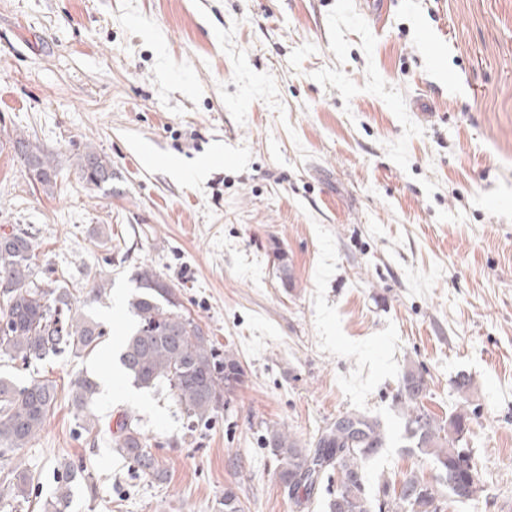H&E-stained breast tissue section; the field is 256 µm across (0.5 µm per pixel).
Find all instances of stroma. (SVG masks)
<instances>
[{
	"label": "stroma",
	"mask_w": 512,
	"mask_h": 512,
	"mask_svg": "<svg viewBox=\"0 0 512 512\" xmlns=\"http://www.w3.org/2000/svg\"><path fill=\"white\" fill-rule=\"evenodd\" d=\"M362 4L0 0V233L27 231L39 281H65L107 331L89 355L0 357L16 383L57 387L19 453L33 502L68 464L86 475L67 512H224L228 486L246 512H327L336 480L296 507L262 436L274 425L310 448L346 411L389 430L365 465L370 496L433 479L395 401L412 361L438 419L470 416L485 491L444 512H512V0H390L381 22ZM19 134L54 156L51 188L15 154ZM88 147L111 159V184L80 178ZM144 263L244 369L208 423L120 371ZM107 371L117 392L97 393L88 433L73 386ZM124 410L163 479L113 448Z\"/></svg>",
	"instance_id": "stroma-1"
}]
</instances>
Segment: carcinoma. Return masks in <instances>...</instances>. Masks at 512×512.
Masks as SVG:
<instances>
[{"instance_id":"obj_1","label":"carcinoma","mask_w":512,"mask_h":512,"mask_svg":"<svg viewBox=\"0 0 512 512\" xmlns=\"http://www.w3.org/2000/svg\"><path fill=\"white\" fill-rule=\"evenodd\" d=\"M13 149L35 182L43 187L53 184L56 167L50 154L21 136L13 140ZM76 167L88 186L112 181L110 160L90 147L77 155ZM35 267V248L27 233L14 230L0 235V354L32 363L65 351L93 352L106 335L103 325L78 313L67 286L39 283ZM134 282L130 308L135 324L119 355L124 373L139 390L166 389L190 421L208 423L224 406L225 396L242 383L237 356L215 346L185 309L178 289L151 266H139ZM427 391L423 371L411 366L401 376L397 404L410 451L431 460L437 475L429 481L412 474L403 480L399 493L396 485L383 484L380 492L386 498L387 512H442L443 489H448L452 501L465 503L474 500L472 485L481 483L477 468L458 465L461 435L469 432L467 414L457 411L445 421L437 419L424 405ZM96 393L97 383L81 378L74 385L72 403L83 411ZM57 399L56 386L48 381L34 377L19 386L0 377V458L6 461L0 468V500L9 507L29 502L34 475L14 459L42 431ZM109 432L121 456L141 472L162 478L163 471L133 414L120 413ZM387 442L382 421L356 411L344 413L326 428L311 450L281 427H268L263 435L265 447L278 462L279 483L288 493L311 499L314 489L300 481L310 465L322 467L324 476L339 474L329 512H375V500L365 491L362 464ZM76 477L64 465L61 483L43 505V512H66Z\"/></svg>"}]
</instances>
